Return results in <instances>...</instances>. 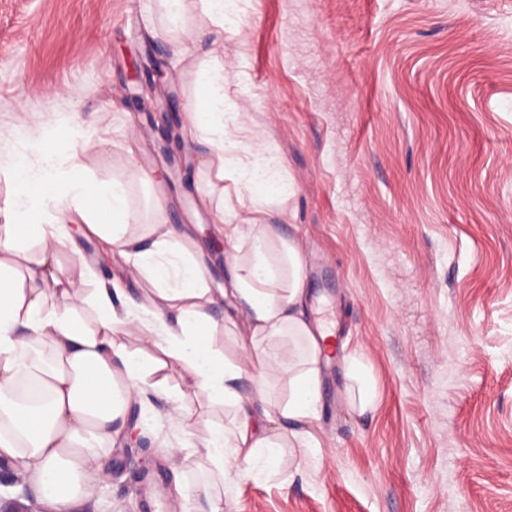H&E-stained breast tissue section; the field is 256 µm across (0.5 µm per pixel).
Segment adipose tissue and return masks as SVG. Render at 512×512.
Wrapping results in <instances>:
<instances>
[{
	"label": "adipose tissue",
	"instance_id": "1",
	"mask_svg": "<svg viewBox=\"0 0 512 512\" xmlns=\"http://www.w3.org/2000/svg\"><path fill=\"white\" fill-rule=\"evenodd\" d=\"M203 79L210 93L196 112L217 137L209 171L220 180L232 177L272 195L287 194V186L273 178L274 158L245 144L240 126L225 124L227 76L207 73ZM42 156L37 176L25 160L13 164L10 221L0 225V456L24 462L51 512H71L96 481L108 478L103 461L121 437L132 402L149 389L165 394L173 417L184 420L191 415L186 396L193 393L235 412L231 429L208 420L196 435L206 463L199 488L209 512H223L216 490L226 474L244 464L278 469L291 438L285 430L270 433L269 415L256 411L268 395L260 341L305 339L309 356L288 377L280 415L300 422L315 412L316 362L331 331L304 318L300 243L252 218L225 225L224 238L234 249L232 275L227 287H210L203 266L169 225L159 221L143 234H130L124 184L61 180L55 153L46 149ZM36 198L55 201L51 219L33 211ZM75 216L87 233L120 250L146 288L135 296L105 281L92 288L90 267L63 270L57 246ZM31 240L37 253L26 247ZM221 301L229 312L219 323L210 310ZM224 328L236 336L239 358H227L219 346ZM131 336L138 347L128 345ZM246 373L252 389L244 394L239 381Z\"/></svg>",
	"mask_w": 512,
	"mask_h": 512
}]
</instances>
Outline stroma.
<instances>
[{
    "instance_id": "35a3bbf8",
    "label": "stroma",
    "mask_w": 512,
    "mask_h": 512,
    "mask_svg": "<svg viewBox=\"0 0 512 512\" xmlns=\"http://www.w3.org/2000/svg\"><path fill=\"white\" fill-rule=\"evenodd\" d=\"M201 0L166 28L160 0H0V210L19 157L61 177L128 190L139 223L188 232L211 287L230 276L215 249L231 180L193 106L205 71H224L226 109L276 155L290 196L244 190L263 223L298 239L308 319L334 324L313 418L285 423L287 337L268 375L274 429L305 435L274 473L240 466L224 512H512V0H244L216 34ZM166 79L143 96L133 65ZM63 269L144 283L120 253L71 227ZM376 383L350 399L348 356ZM188 425L147 392L109 457L110 475L73 512H203L182 494L201 479L187 428L232 425V407L190 396Z\"/></svg>"
}]
</instances>
